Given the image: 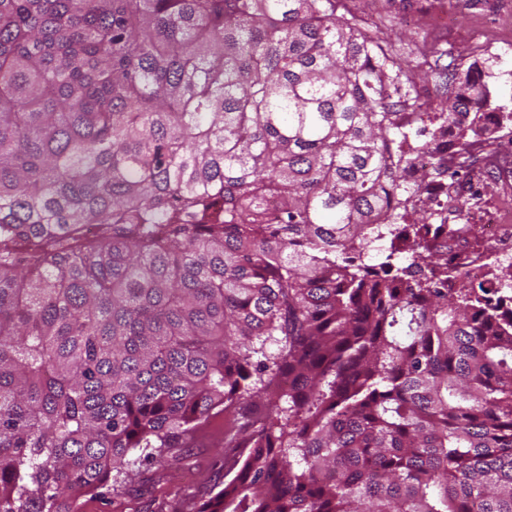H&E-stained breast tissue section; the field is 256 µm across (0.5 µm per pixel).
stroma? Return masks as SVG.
<instances>
[{"label":"stroma","instance_id":"stroma-1","mask_svg":"<svg viewBox=\"0 0 512 512\" xmlns=\"http://www.w3.org/2000/svg\"><path fill=\"white\" fill-rule=\"evenodd\" d=\"M373 34L412 48L419 87L434 89L435 65H455L463 50L478 52L494 39L512 37V0H355ZM224 421L215 419L180 448L181 466L154 473L127 469V491L118 497L82 498L80 512H160L178 498L200 496L223 480Z\"/></svg>","mask_w":512,"mask_h":512}]
</instances>
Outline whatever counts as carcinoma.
<instances>
[{"label": "carcinoma", "instance_id": "carcinoma-1", "mask_svg": "<svg viewBox=\"0 0 512 512\" xmlns=\"http://www.w3.org/2000/svg\"><path fill=\"white\" fill-rule=\"evenodd\" d=\"M361 22L0 0V512L120 494L219 414L224 482L172 512H512V290L448 292L404 207L470 180L403 172L490 91L462 56L423 93Z\"/></svg>", "mask_w": 512, "mask_h": 512}]
</instances>
